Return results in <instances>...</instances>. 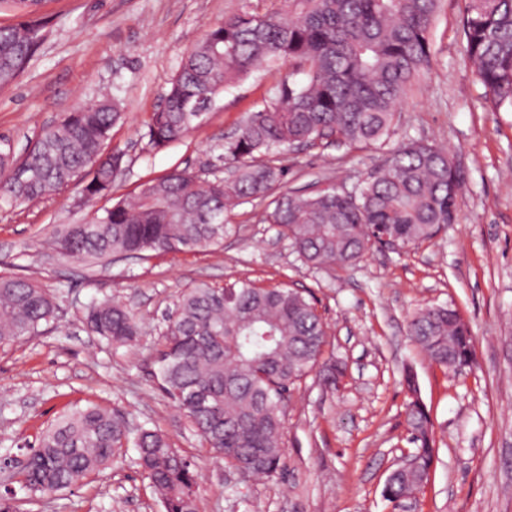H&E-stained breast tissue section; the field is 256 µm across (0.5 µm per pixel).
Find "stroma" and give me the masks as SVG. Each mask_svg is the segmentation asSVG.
<instances>
[{
	"label": "stroma",
	"mask_w": 512,
	"mask_h": 512,
	"mask_svg": "<svg viewBox=\"0 0 512 512\" xmlns=\"http://www.w3.org/2000/svg\"><path fill=\"white\" fill-rule=\"evenodd\" d=\"M277 0H44L38 54L0 86V138L23 151L67 112L117 98L125 120L112 143L127 167L112 194L87 200L80 185L30 203L0 200V276L34 280L56 297L38 335L0 345V489L30 444L64 412L89 404L123 414L130 427L163 431L199 473L201 512H393L382 496L391 470L413 452L406 431L416 376L434 424L438 459L406 512H512V112L494 110L460 34L465 0H445L431 31L430 70L402 107L401 134L447 150L462 177L453 224L404 249H371L354 266L304 264L260 209L229 216L221 248L145 259L80 261L49 247L67 224L90 222L146 179L175 169L227 175L224 142L262 107L289 68L262 64L216 97L184 140L151 150L146 124L189 48L210 25ZM390 144L361 151L305 146L282 159L286 186L310 193L366 177ZM239 279L310 295L327 326L326 355L342 384L308 375L287 401L285 469L265 482L211 457L154 376L166 312L205 281ZM113 298L142 318L137 342L109 347L85 324L87 306ZM448 305L474 339L470 368L433 365L408 332L418 308ZM135 449L81 485L48 498L18 491L15 512H160Z\"/></svg>",
	"instance_id": "1"
}]
</instances>
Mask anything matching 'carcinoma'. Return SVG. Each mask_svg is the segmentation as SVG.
<instances>
[{
  "label": "carcinoma",
  "mask_w": 512,
  "mask_h": 512,
  "mask_svg": "<svg viewBox=\"0 0 512 512\" xmlns=\"http://www.w3.org/2000/svg\"><path fill=\"white\" fill-rule=\"evenodd\" d=\"M43 0H0L18 21L0 27V85L16 80L35 57L45 22ZM270 13L241 12L209 27L186 53L162 106L151 115L149 145L162 150L201 124L216 95L264 62H286L274 97L250 113L224 142L233 176L175 169L139 185L88 224L56 233L60 251L87 260L117 255L203 252L224 242V215L243 204L265 206L301 260L314 268L347 267L383 238L401 247L432 238L455 221L460 178L448 153L405 139L349 190L310 194L284 189L279 156L302 145L336 142L348 150L383 144L401 127V106L430 66V30L441 0H279ZM466 52L496 110L512 109V0H466ZM104 97L44 128L18 159L0 140V198L15 203L49 196L86 178L92 200L112 192L126 153L109 148L123 119ZM53 296L30 280L0 277V343L39 331L54 318ZM88 328L108 345L141 335V318L110 298L92 302ZM410 335L430 361L458 372L474 359V341L450 306H428L409 319ZM326 326L304 292L239 281L199 282L182 291L167 317L155 377L185 413L213 458L247 476L284 470L285 396L316 370L331 386L342 365L322 360ZM406 424L414 445L383 497L397 507L429 477L436 456L430 414L413 373ZM132 447L162 512H200L192 464L157 429L133 430L126 418L89 405L62 415L30 449L18 483L41 497L80 484Z\"/></svg>",
  "instance_id": "obj_1"
}]
</instances>
